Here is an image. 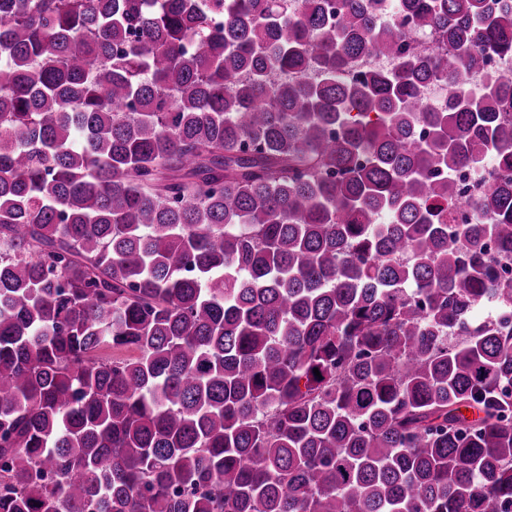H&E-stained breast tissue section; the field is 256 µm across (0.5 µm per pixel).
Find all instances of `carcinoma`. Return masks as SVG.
Segmentation results:
<instances>
[{"label":"carcinoma","mask_w":512,"mask_h":512,"mask_svg":"<svg viewBox=\"0 0 512 512\" xmlns=\"http://www.w3.org/2000/svg\"><path fill=\"white\" fill-rule=\"evenodd\" d=\"M491 55L512 0H0V512H512Z\"/></svg>","instance_id":"1"}]
</instances>
